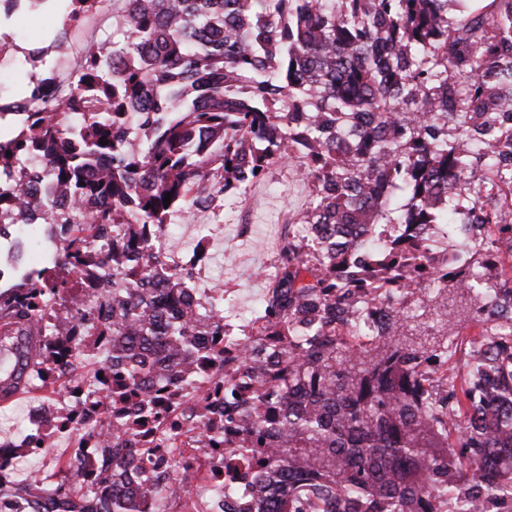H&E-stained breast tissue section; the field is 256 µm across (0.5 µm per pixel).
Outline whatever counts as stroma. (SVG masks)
<instances>
[{
	"instance_id": "obj_1",
	"label": "stroma",
	"mask_w": 512,
	"mask_h": 512,
	"mask_svg": "<svg viewBox=\"0 0 512 512\" xmlns=\"http://www.w3.org/2000/svg\"><path fill=\"white\" fill-rule=\"evenodd\" d=\"M66 12L57 9L34 18H19L8 37L17 50L0 64V95L19 94L30 80L31 67L24 51L52 38L61 29ZM314 186L289 165H274L265 180L252 186L246 197L217 195L195 213L201 224H217L221 230L211 248L213 261L221 268L233 321L249 324L266 292L258 272L273 258L284 232L286 218L305 209Z\"/></svg>"
}]
</instances>
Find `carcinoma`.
Here are the masks:
<instances>
[{"label": "carcinoma", "mask_w": 512, "mask_h": 512, "mask_svg": "<svg viewBox=\"0 0 512 512\" xmlns=\"http://www.w3.org/2000/svg\"><path fill=\"white\" fill-rule=\"evenodd\" d=\"M112 0L110 42L85 48L84 86L35 103L23 126L0 135V171L48 157L70 188L63 207L33 201L44 223L82 231L105 224H176L219 193L239 194L275 163L315 184L301 217L316 243L285 236L277 279L263 300V339L241 345L239 370L254 389H224V416L251 463L250 496L224 512H443L463 485L512 498V336L472 354L460 383L433 385L428 357L462 334L451 294L483 327L485 289L512 281V0ZM294 103L283 110V98ZM107 144H100V140ZM301 145L303 154L292 153ZM224 185L207 182L213 163ZM486 170L489 196L472 219L493 227L464 279L425 265L430 225L461 223L464 187ZM170 204H164L166 194ZM371 224H414L379 243ZM124 283L112 297L117 400L153 401L148 379L186 369L224 332V304L204 317L173 316L164 300L193 308L188 274L153 287L148 261L118 257ZM0 301V320L29 336L46 284ZM375 290L387 322L366 346L336 310ZM279 391L268 401L259 386ZM129 427L112 426L118 456ZM142 453L112 466V496L98 512H136L147 489ZM78 479L58 472L59 507L83 512ZM42 487L0 482L43 512Z\"/></svg>", "instance_id": "cac0c4a2"}]
</instances>
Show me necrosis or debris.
I'll return each mask as SVG.
<instances>
[{
    "mask_svg": "<svg viewBox=\"0 0 512 512\" xmlns=\"http://www.w3.org/2000/svg\"><path fill=\"white\" fill-rule=\"evenodd\" d=\"M57 53V45L50 42L28 52L35 82L48 93L78 78L77 72L55 68L53 60ZM34 164L42 171L39 181L30 182L27 170L14 168L0 180V186L23 184L36 198L66 202V195L49 171L47 158H35ZM33 214V209L28 208L0 216L2 291L20 287L35 276L41 264L62 259L68 250L73 225L49 224L45 227L43 248L36 254L30 251L27 229ZM146 236L148 251L159 270L188 273L198 304L206 306L223 299L221 283L210 288L205 285L210 273L209 235L200 236L196 250L183 255L169 250L168 225H147ZM125 239V228L120 224L108 225L103 234L88 238L80 256L82 271L76 288L54 296L35 318L34 329L45 352L34 368L33 380L26 386V400L8 421L10 438L0 439L1 480L10 477L20 450L46 453L50 465L36 473L42 485L49 491L55 487L53 462L71 464L87 492L89 512H94L98 502L111 491L112 458L103 448L105 434L118 417L107 396L111 374L104 371L99 356L112 343V322L107 317L115 279L112 251ZM172 390L179 391L182 398L179 406L168 413L166 432L131 437L136 450H156L167 476L166 483L153 486L151 494L144 496L142 510L224 512L225 500L249 480L243 470L226 485L215 479L223 471L231 447L238 445L239 437L234 426L213 429L207 419L186 413L187 407L196 406L198 392L223 394L224 372L211 369L201 386L183 373L152 378V395L162 399Z\"/></svg>",
    "mask_w": 512,
    "mask_h": 512,
    "instance_id": "1",
    "label": "necrosis or debris"
}]
</instances>
